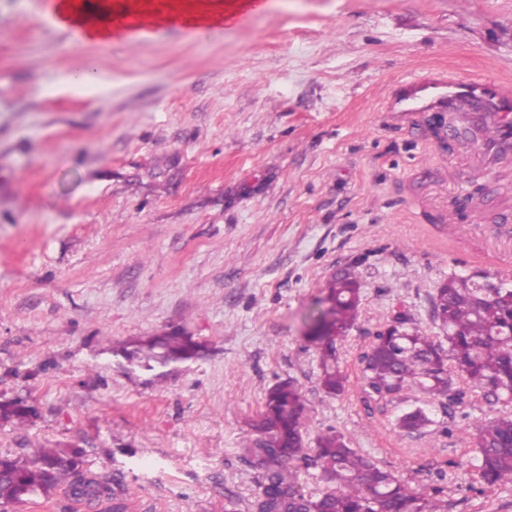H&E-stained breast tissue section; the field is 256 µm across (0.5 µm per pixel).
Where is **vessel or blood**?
<instances>
[{"instance_id": "1", "label": "vessel or blood", "mask_w": 512, "mask_h": 512, "mask_svg": "<svg viewBox=\"0 0 512 512\" xmlns=\"http://www.w3.org/2000/svg\"><path fill=\"white\" fill-rule=\"evenodd\" d=\"M262 7V0H244L241 9L220 14L215 24L224 26L247 21ZM112 23L129 39L140 41L156 28L155 23L134 14L130 0H115ZM383 111L392 119L405 120L413 113L447 116L448 133L467 125L479 130L478 160L487 174H494L502 159L512 153V82L494 76L469 77L443 71H428L396 86L384 99ZM501 210L502 220L512 219V195L503 193L493 201H474L468 207L473 224H480L488 209Z\"/></svg>"}]
</instances>
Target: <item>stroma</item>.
<instances>
[{
    "label": "stroma",
    "instance_id": "obj_1",
    "mask_svg": "<svg viewBox=\"0 0 512 512\" xmlns=\"http://www.w3.org/2000/svg\"><path fill=\"white\" fill-rule=\"evenodd\" d=\"M55 0H0V454L83 448L124 486L67 488L6 512H248L243 448L268 390L293 379L307 441L335 429L447 512H512V478L467 466V395L454 434H408L366 398L363 355L396 311L432 329L448 276L512 278V223L450 233L448 200L483 175L446 117L392 123V85L450 66L512 80V0H263L247 22L84 47L105 85L69 83ZM361 303L336 342L343 394L319 383L306 314L332 275ZM178 329L204 345L151 384L113 348ZM469 419H460V411ZM457 467H449V460ZM37 415L36 408L22 400L0 403V417L5 419L15 418L21 424L29 421Z\"/></svg>",
    "mask_w": 512,
    "mask_h": 512
}]
</instances>
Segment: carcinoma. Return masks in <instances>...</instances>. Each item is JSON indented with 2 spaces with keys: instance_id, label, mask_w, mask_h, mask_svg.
<instances>
[{
  "instance_id": "obj_1",
  "label": "carcinoma",
  "mask_w": 512,
  "mask_h": 512,
  "mask_svg": "<svg viewBox=\"0 0 512 512\" xmlns=\"http://www.w3.org/2000/svg\"><path fill=\"white\" fill-rule=\"evenodd\" d=\"M478 274H452L435 288L430 315L443 335L433 336L402 311L391 320L392 333H376L364 354L366 394L394 407L408 402L397 425L419 432L435 425L434 408L462 402L453 389L459 380L475 395L502 406L497 414L474 426L469 465L478 481L494 487L512 477V280L479 287ZM326 296L308 316L310 338L317 344L320 384L335 397L344 390L336 367V339L355 324L361 297L356 276L346 271L326 286ZM202 345L178 330L145 336L113 349L132 369L166 381L174 366L199 357ZM306 401L291 379L271 387L252 424L257 435L243 448L246 463L256 472L258 490L250 512H444L435 489L426 494L405 485L372 457L350 447L330 431L316 447L305 440ZM37 415L22 400L0 403V417L23 423ZM81 448H39L25 457L0 455V502L23 503L40 493L66 485L77 499L96 500L110 494L116 476L88 477ZM303 462L319 471L326 489L316 498L298 488L292 464Z\"/></svg>"
}]
</instances>
